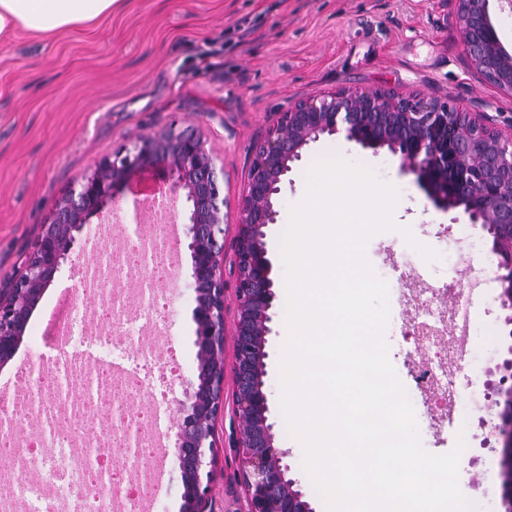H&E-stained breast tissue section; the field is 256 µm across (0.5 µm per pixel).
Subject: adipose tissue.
Listing matches in <instances>:
<instances>
[{
  "label": "adipose tissue",
  "instance_id": "adipose-tissue-1",
  "mask_svg": "<svg viewBox=\"0 0 512 512\" xmlns=\"http://www.w3.org/2000/svg\"><path fill=\"white\" fill-rule=\"evenodd\" d=\"M124 0H0V35L21 28L41 36L93 24Z\"/></svg>",
  "mask_w": 512,
  "mask_h": 512
}]
</instances>
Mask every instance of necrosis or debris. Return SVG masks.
Segmentation results:
<instances>
[{
    "label": "necrosis or debris",
    "instance_id": "necrosis-or-debris-1",
    "mask_svg": "<svg viewBox=\"0 0 512 512\" xmlns=\"http://www.w3.org/2000/svg\"><path fill=\"white\" fill-rule=\"evenodd\" d=\"M145 279L141 265L125 252L112 255L109 296L121 313L90 329L82 308L70 305L59 328L47 336L35 372H22L23 403L0 410V445H10L17 476L0 485V512H146L158 491L152 467L163 441L160 432L172 406V386L181 377L173 353H162L146 336H163L170 313L166 289L150 285L149 294L134 298L124 283ZM411 327H441L455 317L461 301L450 288L429 297L407 295ZM431 359L413 370L416 384L438 395L443 405L455 404L459 393L452 378L468 352L467 336L449 335L445 342L423 340ZM86 367L111 374L126 396L142 395L143 405L125 418L100 423L104 407L81 398L62 406L43 390L42 374ZM50 419L49 430L28 436L22 431L27 412Z\"/></svg>",
    "mask_w": 512,
    "mask_h": 512
}]
</instances>
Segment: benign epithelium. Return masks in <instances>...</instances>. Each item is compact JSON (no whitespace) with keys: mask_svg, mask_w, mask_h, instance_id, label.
I'll use <instances>...</instances> for the list:
<instances>
[{"mask_svg":"<svg viewBox=\"0 0 512 512\" xmlns=\"http://www.w3.org/2000/svg\"><path fill=\"white\" fill-rule=\"evenodd\" d=\"M462 44L472 67L486 82L512 96V55L496 36L487 0H451ZM496 116L470 112L445 97H399L345 88L296 102L253 149L247 193L236 224L232 270L237 303L234 332L233 448L245 489L244 512H313L288 476L285 452L274 444L270 405L264 390L267 336L275 316L273 263L265 238L277 223L275 197L292 164L320 137L344 135L363 148L386 147L400 157L434 204L462 210L472 224L493 236L501 257L496 280L506 336L512 335V132L495 128ZM163 166L173 199L184 196L186 247L195 293L197 375L183 388L175 433L179 512H216L213 478L219 464V417L224 413V197L214 157L193 133L142 138L114 159L103 161L79 190L56 205L29 258L25 273L0 290V366L23 340L32 311L61 271L90 218L115 199L127 173ZM498 378L485 382V396L500 408L480 418L491 436L481 442L501 456V508L512 512V357L497 365Z\"/></svg>","mask_w":512,"mask_h":512,"instance_id":"obj_1","label":"benign epithelium"}]
</instances>
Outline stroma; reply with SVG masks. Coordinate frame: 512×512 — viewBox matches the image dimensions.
<instances>
[{
  "label": "stroma",
  "mask_w": 512,
  "mask_h": 512,
  "mask_svg": "<svg viewBox=\"0 0 512 512\" xmlns=\"http://www.w3.org/2000/svg\"><path fill=\"white\" fill-rule=\"evenodd\" d=\"M345 86L382 89L398 96L455 97L473 112L496 116L500 128L512 126V96L498 91L471 69L464 56L459 24L450 0H126L95 24L53 37L16 30L0 38V289L25 270L44 224L57 202L80 187L96 166L114 158L139 137L175 129L196 131L224 172V259L232 261L240 202L253 148L267 129L301 99ZM366 166L394 185L399 202L396 230L373 236L366 247L375 272L389 260L410 257L408 278L423 277L428 288L453 286L471 302L474 324L469 353L456 366L462 383L452 432H435L431 409L413 400L423 448L441 455L463 442L459 464L479 457L483 477L468 485L466 497L477 512H500L499 457L482 449L486 432L478 425L488 415L486 399L475 392L506 353L497 286L478 299L467 288L481 268L495 267L492 237L467 218L439 209L400 158L388 149H365L344 137L311 143L281 185L279 216L266 230V247L276 276L284 266L279 237L292 204L306 191V173L327 153ZM132 173L116 186L114 204L89 220L90 226H115L113 248L125 237L122 226L136 224L147 233L149 220H135ZM414 237L440 257L426 262L400 233ZM480 239L481 252L445 256L452 241ZM85 242H77L52 285L33 310L15 356L0 367V406L21 400L17 378L40 348V333L67 294L85 306L90 325L99 316L82 288V271L91 262ZM191 261L181 252L169 284L172 310L166 325L179 349L186 379L196 376L197 348L190 286ZM390 317L385 331L389 358L408 390L416 384L412 364L427 360L407 338V315L396 284H389ZM286 335L276 318L267 344L264 377L275 444L285 451L290 475L315 512L324 504L302 467L303 450L291 438L280 410L279 347ZM236 426L225 412L217 428L222 450L213 492L222 512H242L245 490L231 448Z\"/></svg>",
  "instance_id": "35a3bbf8"
}]
</instances>
